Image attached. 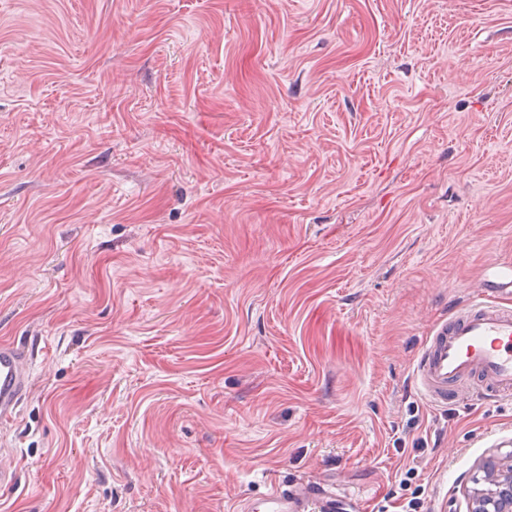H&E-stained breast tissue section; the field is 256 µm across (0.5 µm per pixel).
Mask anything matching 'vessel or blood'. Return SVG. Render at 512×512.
I'll use <instances>...</instances> for the list:
<instances>
[{"label": "vessel or blood", "instance_id": "b4317fda", "mask_svg": "<svg viewBox=\"0 0 512 512\" xmlns=\"http://www.w3.org/2000/svg\"><path fill=\"white\" fill-rule=\"evenodd\" d=\"M512 291V262H500L495 274L481 273L474 300L453 321L434 328L413 370L420 395L444 406L460 396L459 384L474 377L480 390L494 396L512 395V307L493 303V295ZM30 382L26 353L11 343H0V426L17 413ZM263 510L245 504L242 512H340L351 507L362 512L363 500L331 488L300 484L276 489L263 501Z\"/></svg>", "mask_w": 512, "mask_h": 512}]
</instances>
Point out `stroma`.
<instances>
[{
  "mask_svg": "<svg viewBox=\"0 0 512 512\" xmlns=\"http://www.w3.org/2000/svg\"><path fill=\"white\" fill-rule=\"evenodd\" d=\"M512 258V0H0V512H471L512 397L413 368ZM30 382L27 354L13 343H0V428L17 414ZM264 509L259 512H335L336 507L346 510L347 505L359 512L364 508L362 499L352 501L347 494L336 489L314 484H300L292 489L276 488L266 494Z\"/></svg>",
  "mask_w": 512,
  "mask_h": 512,
  "instance_id": "35a3bbf8",
  "label": "stroma"
}]
</instances>
